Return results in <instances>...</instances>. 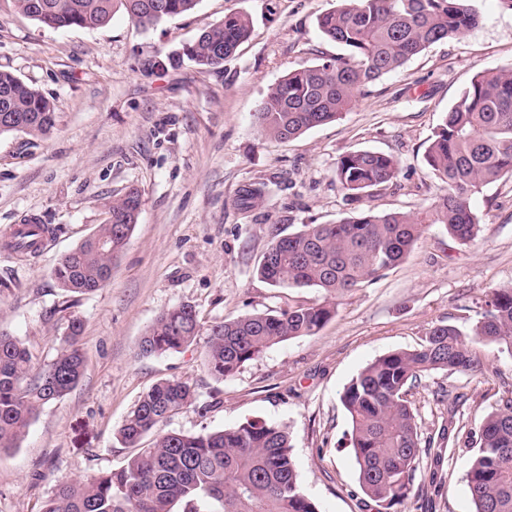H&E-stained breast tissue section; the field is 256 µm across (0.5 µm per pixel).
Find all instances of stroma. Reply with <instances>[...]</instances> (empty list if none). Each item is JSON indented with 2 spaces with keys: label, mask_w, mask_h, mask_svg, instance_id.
I'll return each mask as SVG.
<instances>
[{
  "label": "stroma",
  "mask_w": 512,
  "mask_h": 512,
  "mask_svg": "<svg viewBox=\"0 0 512 512\" xmlns=\"http://www.w3.org/2000/svg\"><path fill=\"white\" fill-rule=\"evenodd\" d=\"M335 0H199L194 10L144 26L116 12L101 28L54 30L0 0V69L54 105L47 137L0 136V235L34 216L57 227L43 252L20 260L0 250V330L19 337L35 365L49 362L69 317L82 324L85 369L64 399L47 404L18 448L0 453V512H40L58 480H83L120 466L116 434L139 397L162 379L197 393L195 406L164 423L203 433L246 421L287 427L302 492L319 512H379L362 492L339 395L376 358L411 350L438 322L470 331L486 294L512 286V177L484 186L471 208L476 240L458 246L432 225L407 257L377 280L336 298L335 316L313 336L276 344L236 376L202 364L210 325L324 300L315 288H275L256 269L274 234L376 212L418 211L445 185L425 161L445 113L478 73L512 66V7L471 0L478 25L431 45L371 84L336 122L279 142L255 124L269 89L288 71L342 54L318 18ZM240 12L251 33L214 70L191 62L156 68L224 14ZM353 150L391 155L396 184L356 203L336 182ZM264 183L261 205H240ZM141 194L129 244L98 291L67 297L52 269L106 219L128 188ZM69 312H62V303ZM190 304L202 330L182 351L139 354L154 319ZM478 372L437 370L406 399L422 459L410 498L391 512H473L466 474L477 431L512 396V352L476 343Z\"/></svg>",
  "instance_id": "35a3bbf8"
}]
</instances>
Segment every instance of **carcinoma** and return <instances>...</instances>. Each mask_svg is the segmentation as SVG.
Returning a JSON list of instances; mask_svg holds the SVG:
<instances>
[{"label":"carcinoma","mask_w":512,"mask_h":512,"mask_svg":"<svg viewBox=\"0 0 512 512\" xmlns=\"http://www.w3.org/2000/svg\"><path fill=\"white\" fill-rule=\"evenodd\" d=\"M25 16L53 28L104 27L122 10L140 24H155L193 10L198 0H15ZM318 19L322 36L346 53L289 71L271 87L257 112L260 132L279 141L334 122L366 88L401 68L432 44L476 27L470 0H336ZM249 18L230 12L189 43L182 57L205 69L220 67L247 40ZM15 117L0 135L44 137L56 126L53 104L10 71L0 70V117ZM426 162L445 192L417 212L376 214L363 210L333 224H306L277 235L257 267L278 288H318L326 300L257 313L209 329L204 367L218 380L235 376L273 345L318 333L335 315L332 299L348 294L402 262L433 224L460 245L480 232L470 200L482 187L512 177V68L482 73L463 91L435 130ZM336 182L359 200L392 183L396 160L372 150H353L336 162ZM140 194L132 188L108 205L109 218L63 253L52 270L64 292L85 295L106 286L112 265L137 223ZM37 231L9 234L3 250L21 260L41 251ZM200 324L193 306L162 312L139 342L143 356L190 347ZM82 323L68 320L67 336L53 359L34 371L32 355L16 336L0 331V452L19 447L48 403L80 382L84 355ZM512 350V288L491 291L481 319L469 333L436 324L414 350L389 352L363 368L345 387L341 403L351 421L350 444L362 491L387 510L411 495L421 439L404 393L435 370H474L469 343ZM192 386L162 379L140 397L118 430L132 449L123 464L87 480L60 482L41 512H318L300 489L288 430L266 421H246L203 433L160 432L171 416L195 405ZM153 436L151 443L143 440ZM467 484L474 512H512V397L481 425Z\"/></svg>","instance_id":"carcinoma-1"}]
</instances>
